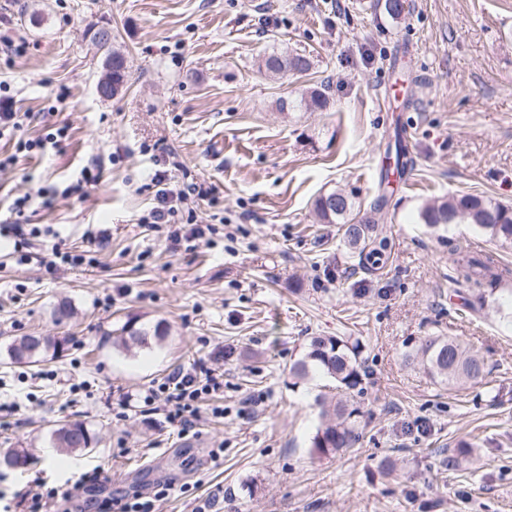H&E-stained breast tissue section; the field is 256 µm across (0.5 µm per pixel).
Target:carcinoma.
<instances>
[{"label": "carcinoma", "instance_id": "1", "mask_svg": "<svg viewBox=\"0 0 512 512\" xmlns=\"http://www.w3.org/2000/svg\"><path fill=\"white\" fill-rule=\"evenodd\" d=\"M262 66L271 73L305 72L309 61L301 55H288L271 52L262 59ZM107 77L112 84V95H117L125 84L128 66L125 57L118 52H110L106 60ZM325 96L311 91L307 97L298 101L281 99L279 109L288 111L296 107L321 109L325 107ZM315 211L325 224L341 225L344 243L358 255L369 254L372 257L382 255L385 237L378 233L376 224H360L355 212V204L341 192H330L315 200ZM423 223L430 227L445 226L459 219H466L479 230L489 234L490 238L502 243L512 244V207L494 203L474 194H455L447 200L426 207L420 214ZM456 277L453 282L465 284L477 294L480 303H485L486 293L503 277L512 273V269L501 265L493 254L478 258L463 248L451 249ZM165 332L160 327L150 331L145 327L136 328L126 325L113 344L121 351L129 353L132 348L147 347L151 340L161 342ZM61 346L53 337L46 336L40 343L25 335L14 339L7 346V354L15 364L36 366L43 362L48 352L59 354ZM409 361H421L431 377L454 388L458 385L478 382L485 377V363L478 355L470 352L456 339L450 336L432 335L421 339L418 347L407 354ZM297 380H305L313 374L324 376L331 389L336 391L337 400L327 396L320 398L321 422L311 441V454L321 457L336 455L354 446L359 438L356 417L358 410L346 404L345 397L360 388L366 376L360 360V346L349 336H313L304 355L290 367ZM52 442L68 451L81 450V442L74 440L73 434L59 427L51 434Z\"/></svg>", "mask_w": 512, "mask_h": 512}]
</instances>
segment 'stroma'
I'll return each instance as SVG.
<instances>
[{
  "label": "stroma",
  "mask_w": 512,
  "mask_h": 512,
  "mask_svg": "<svg viewBox=\"0 0 512 512\" xmlns=\"http://www.w3.org/2000/svg\"><path fill=\"white\" fill-rule=\"evenodd\" d=\"M346 6L339 18L323 0H0V28L32 43L0 53V80L26 115L0 154L69 129L60 149L0 171V218L28 194L29 223L52 229L24 265L0 238V452L36 456L0 468L8 498L33 478L95 467L98 499L170 487L160 512H512V279L471 309L448 254L453 242L512 267V245L419 217L451 194L512 204V0H406L397 20L378 0ZM102 27L129 65L111 98L96 92ZM273 51L305 56L309 71L268 75L259 61ZM320 86L327 109H277ZM95 158L101 182L87 197L37 198ZM157 172L171 188H214L192 207L216 235L175 244L168 226L147 223ZM334 190L365 217L382 199V258L360 261L338 225L320 222L314 201ZM90 229L103 236L97 264L48 269L53 251L87 249ZM63 300L74 314L59 322ZM128 323L167 336L127 355L111 336ZM432 333L482 357L486 382L455 392L405 362ZM25 334L70 343L19 367L6 347ZM336 334L362 345L366 378L347 396L360 440L318 458L326 380L295 382L290 367L310 337ZM199 362L224 375V416L203 413L197 435L141 407L121 411L124 395ZM62 420L84 421L100 443L60 452L51 468ZM464 441L476 453L460 464ZM385 457L395 476L379 471Z\"/></svg>",
  "instance_id": "stroma-1"
}]
</instances>
